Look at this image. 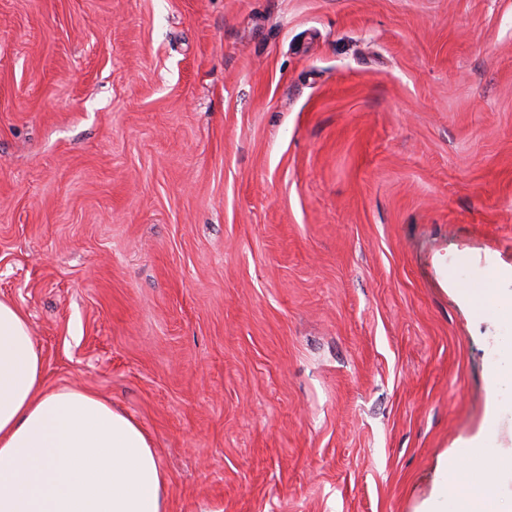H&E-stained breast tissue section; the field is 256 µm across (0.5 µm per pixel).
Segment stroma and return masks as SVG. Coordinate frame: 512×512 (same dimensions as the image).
Returning a JSON list of instances; mask_svg holds the SVG:
<instances>
[{
    "mask_svg": "<svg viewBox=\"0 0 512 512\" xmlns=\"http://www.w3.org/2000/svg\"><path fill=\"white\" fill-rule=\"evenodd\" d=\"M512 265V0H0V299L166 512H417Z\"/></svg>",
    "mask_w": 512,
    "mask_h": 512,
    "instance_id": "obj_1",
    "label": "stroma"
}]
</instances>
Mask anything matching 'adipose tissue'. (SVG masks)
<instances>
[{
    "label": "adipose tissue",
    "mask_w": 512,
    "mask_h": 512,
    "mask_svg": "<svg viewBox=\"0 0 512 512\" xmlns=\"http://www.w3.org/2000/svg\"><path fill=\"white\" fill-rule=\"evenodd\" d=\"M478 433L466 464L443 456L418 512H504L488 465L512 477V450L488 454ZM167 476L131 416L84 389L45 390L29 320L0 300V512H164Z\"/></svg>",
    "instance_id": "ef3b65f1"
}]
</instances>
